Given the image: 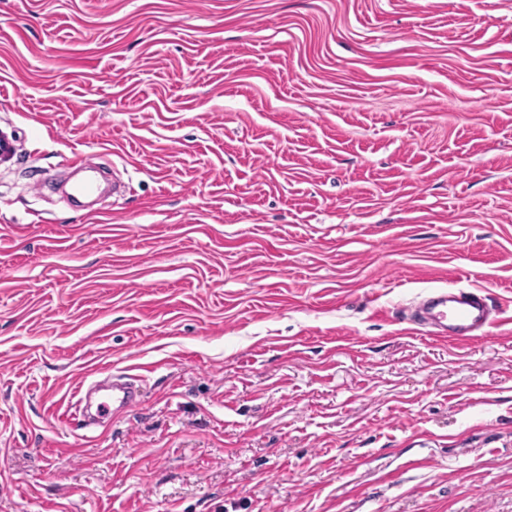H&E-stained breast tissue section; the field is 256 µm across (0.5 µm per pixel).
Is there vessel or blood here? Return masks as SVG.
Listing matches in <instances>:
<instances>
[{"instance_id": "b4317fda", "label": "vessel or blood", "mask_w": 512, "mask_h": 512, "mask_svg": "<svg viewBox=\"0 0 512 512\" xmlns=\"http://www.w3.org/2000/svg\"><path fill=\"white\" fill-rule=\"evenodd\" d=\"M491 313L485 296L461 288H441L415 304L410 323L424 328L427 335L465 343L475 339L478 330L490 326ZM140 398L139 380L131 375L125 383L113 385L111 401L100 402L98 412L104 416L123 412Z\"/></svg>"}]
</instances>
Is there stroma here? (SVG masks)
Instances as JSON below:
<instances>
[{
    "mask_svg": "<svg viewBox=\"0 0 512 512\" xmlns=\"http://www.w3.org/2000/svg\"><path fill=\"white\" fill-rule=\"evenodd\" d=\"M0 131V512H512V0H0ZM492 309L487 298L465 289H435L414 306L410 330L424 334L469 342L479 335L476 331L490 326ZM136 375L124 374L127 381L124 384H112V409L108 401H102L98 405V412L102 416L126 411L136 405L141 398L140 379Z\"/></svg>",
    "mask_w": 512,
    "mask_h": 512,
    "instance_id": "obj_1",
    "label": "stroma"
}]
</instances>
